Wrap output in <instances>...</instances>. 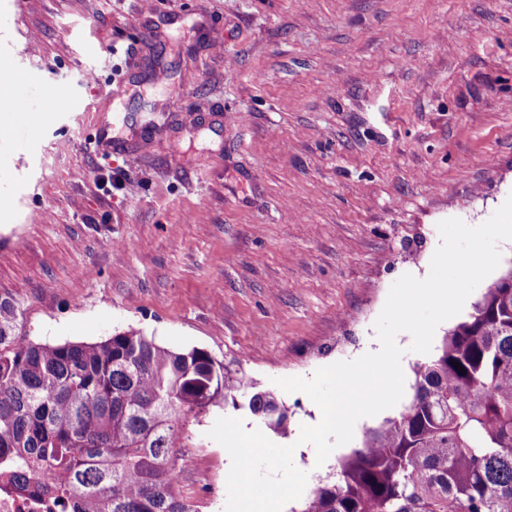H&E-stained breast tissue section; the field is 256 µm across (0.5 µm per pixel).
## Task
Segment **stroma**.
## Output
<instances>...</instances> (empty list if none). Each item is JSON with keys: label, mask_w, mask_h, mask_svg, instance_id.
<instances>
[{"label": "stroma", "mask_w": 512, "mask_h": 512, "mask_svg": "<svg viewBox=\"0 0 512 512\" xmlns=\"http://www.w3.org/2000/svg\"><path fill=\"white\" fill-rule=\"evenodd\" d=\"M0 67L47 117L0 115V296L39 344L134 329L308 379L376 340L439 222L512 194V0H0ZM277 396L287 446L316 406ZM222 414L176 451L197 512H225Z\"/></svg>", "instance_id": "1"}]
</instances>
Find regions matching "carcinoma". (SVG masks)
Here are the masks:
<instances>
[{"instance_id":"obj_1","label":"carcinoma","mask_w":512,"mask_h":512,"mask_svg":"<svg viewBox=\"0 0 512 512\" xmlns=\"http://www.w3.org/2000/svg\"><path fill=\"white\" fill-rule=\"evenodd\" d=\"M18 329L0 297V484L52 495L63 512H197L172 453L190 416L230 407L288 434L276 394L205 350L136 330L37 344ZM414 374L409 404L300 512H512V267Z\"/></svg>"}]
</instances>
